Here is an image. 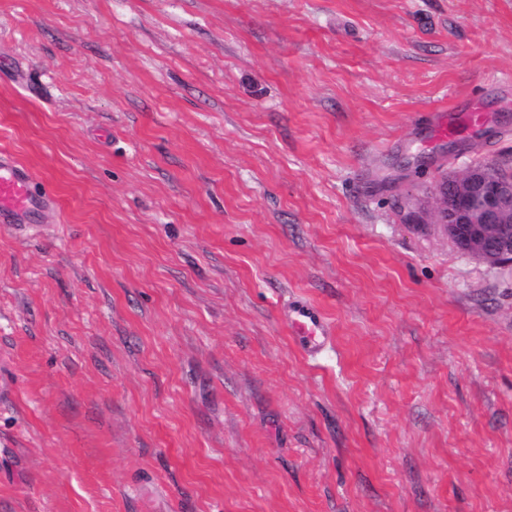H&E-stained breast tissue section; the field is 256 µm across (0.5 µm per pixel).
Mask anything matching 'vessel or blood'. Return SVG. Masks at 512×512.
Instances as JSON below:
<instances>
[{
	"label": "vessel or blood",
	"mask_w": 512,
	"mask_h": 512,
	"mask_svg": "<svg viewBox=\"0 0 512 512\" xmlns=\"http://www.w3.org/2000/svg\"><path fill=\"white\" fill-rule=\"evenodd\" d=\"M429 119L437 136L448 137L458 134L463 126L477 124L480 114L435 108ZM57 210L56 196L40 187L31 171L12 154L0 149V224L34 225ZM284 318L295 343L306 354L317 353L329 338L321 310L308 300H296Z\"/></svg>",
	"instance_id": "b4317fda"
}]
</instances>
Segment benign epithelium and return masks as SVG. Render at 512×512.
Returning a JSON list of instances; mask_svg holds the SVG:
<instances>
[{
	"label": "benign epithelium",
	"mask_w": 512,
	"mask_h": 512,
	"mask_svg": "<svg viewBox=\"0 0 512 512\" xmlns=\"http://www.w3.org/2000/svg\"><path fill=\"white\" fill-rule=\"evenodd\" d=\"M437 224L461 253L490 265L512 263V171L477 164L442 174Z\"/></svg>",
	"instance_id": "7a95c632"
}]
</instances>
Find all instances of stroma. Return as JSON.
I'll list each match as a JSON object with an SVG mask.
<instances>
[{
  "label": "stroma",
  "instance_id": "stroma-1",
  "mask_svg": "<svg viewBox=\"0 0 512 512\" xmlns=\"http://www.w3.org/2000/svg\"><path fill=\"white\" fill-rule=\"evenodd\" d=\"M1 147L0 512H512V265L402 213L512 168V0H0ZM429 119L433 131L439 137L457 135L465 125H475L479 122L480 112H452L447 108H434L430 111ZM57 210L56 196L40 187L12 154L0 149V224H39ZM284 318L297 346L310 356L317 353L329 338L324 315L308 300H296L285 311Z\"/></svg>",
  "mask_w": 512,
  "mask_h": 512
}]
</instances>
